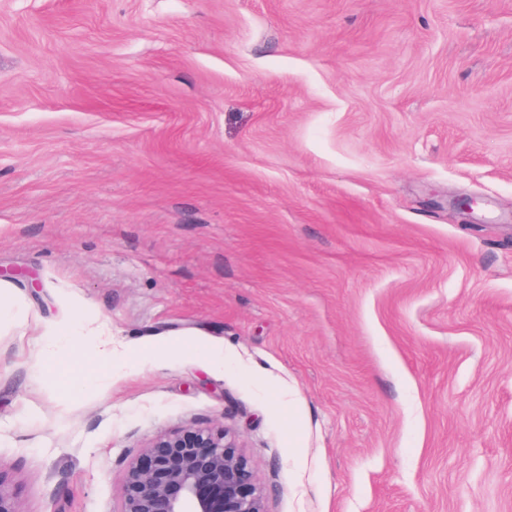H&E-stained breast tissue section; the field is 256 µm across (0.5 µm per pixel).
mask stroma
Listing matches in <instances>:
<instances>
[{
  "mask_svg": "<svg viewBox=\"0 0 512 512\" xmlns=\"http://www.w3.org/2000/svg\"><path fill=\"white\" fill-rule=\"evenodd\" d=\"M0 269L25 512L221 425L266 512H512V0H0ZM74 306L111 376L40 365Z\"/></svg>",
  "mask_w": 512,
  "mask_h": 512,
  "instance_id": "stroma-1",
  "label": "stroma"
}]
</instances>
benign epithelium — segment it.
I'll return each mask as SVG.
<instances>
[{
	"label": "benign epithelium",
	"mask_w": 512,
	"mask_h": 512,
	"mask_svg": "<svg viewBox=\"0 0 512 512\" xmlns=\"http://www.w3.org/2000/svg\"><path fill=\"white\" fill-rule=\"evenodd\" d=\"M0 470V512H24ZM117 512H266L238 436L224 426L156 436L123 476Z\"/></svg>",
	"instance_id": "1"
}]
</instances>
